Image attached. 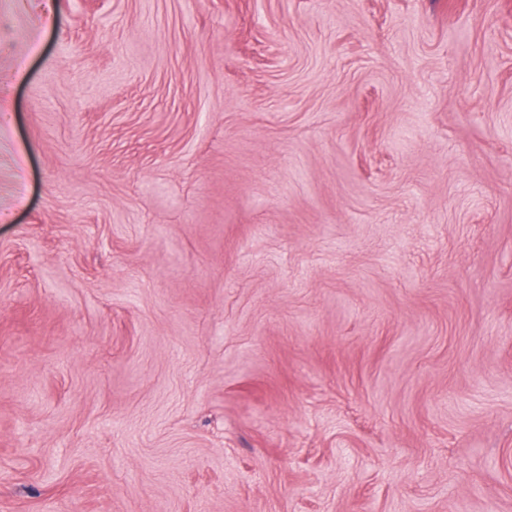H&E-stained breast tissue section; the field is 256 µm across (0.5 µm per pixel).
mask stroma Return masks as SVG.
<instances>
[{
    "label": "stroma",
    "mask_w": 512,
    "mask_h": 512,
    "mask_svg": "<svg viewBox=\"0 0 512 512\" xmlns=\"http://www.w3.org/2000/svg\"><path fill=\"white\" fill-rule=\"evenodd\" d=\"M0 512H512V0H0Z\"/></svg>",
    "instance_id": "stroma-1"
}]
</instances>
